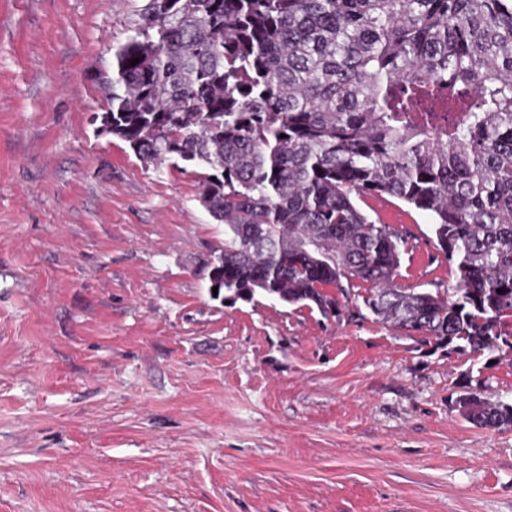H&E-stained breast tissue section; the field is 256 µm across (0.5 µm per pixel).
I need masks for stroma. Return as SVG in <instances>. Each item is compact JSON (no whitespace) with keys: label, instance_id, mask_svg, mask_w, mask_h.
<instances>
[{"label":"stroma","instance_id":"obj_1","mask_svg":"<svg viewBox=\"0 0 512 512\" xmlns=\"http://www.w3.org/2000/svg\"><path fill=\"white\" fill-rule=\"evenodd\" d=\"M146 2L0 0V512H512V429L455 406L512 403V350L211 296L199 177L91 122ZM358 206L455 284L427 213ZM456 404L460 414L476 426L494 429L512 428V404L491 403L473 391H465L459 396Z\"/></svg>","mask_w":512,"mask_h":512}]
</instances>
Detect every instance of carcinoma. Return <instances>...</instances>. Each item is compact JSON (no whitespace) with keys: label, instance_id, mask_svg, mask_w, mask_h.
Masks as SVG:
<instances>
[{"label":"carcinoma","instance_id":"1","mask_svg":"<svg viewBox=\"0 0 512 512\" xmlns=\"http://www.w3.org/2000/svg\"><path fill=\"white\" fill-rule=\"evenodd\" d=\"M113 58L101 132L206 169L211 286L335 317L358 280L393 328L512 349V0H148ZM367 195L430 215L454 287L395 283L405 239ZM457 405L512 428V404Z\"/></svg>","mask_w":512,"mask_h":512}]
</instances>
